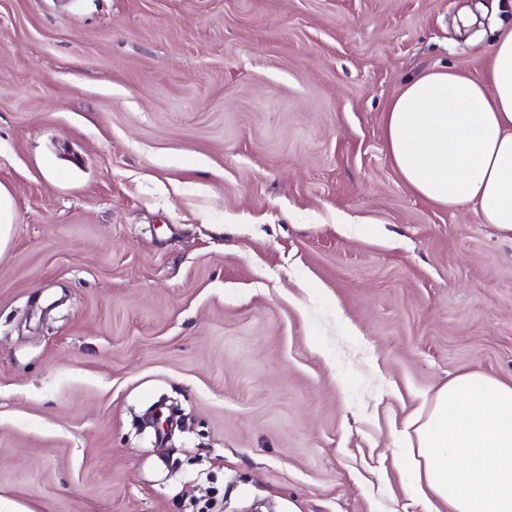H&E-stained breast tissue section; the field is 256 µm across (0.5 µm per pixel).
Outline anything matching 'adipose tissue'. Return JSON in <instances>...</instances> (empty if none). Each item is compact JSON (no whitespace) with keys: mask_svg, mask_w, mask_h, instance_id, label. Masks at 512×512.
<instances>
[{"mask_svg":"<svg viewBox=\"0 0 512 512\" xmlns=\"http://www.w3.org/2000/svg\"><path fill=\"white\" fill-rule=\"evenodd\" d=\"M489 81L433 68L390 103L391 161L416 195L473 204L512 237V26L498 27ZM409 479L427 512H512V385L472 372L442 386L407 423Z\"/></svg>","mask_w":512,"mask_h":512,"instance_id":"ef3b65f1","label":"adipose tissue"}]
</instances>
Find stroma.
Returning a JSON list of instances; mask_svg holds the SVG:
<instances>
[{
  "label": "stroma",
  "instance_id": "stroma-1",
  "mask_svg": "<svg viewBox=\"0 0 512 512\" xmlns=\"http://www.w3.org/2000/svg\"><path fill=\"white\" fill-rule=\"evenodd\" d=\"M501 25L512 0H0V500L425 512L398 434L459 374L512 384V238L414 195L385 115L423 70L488 80ZM15 218L13 197L8 189L0 184V248L8 242Z\"/></svg>",
  "mask_w": 512,
  "mask_h": 512
}]
</instances>
